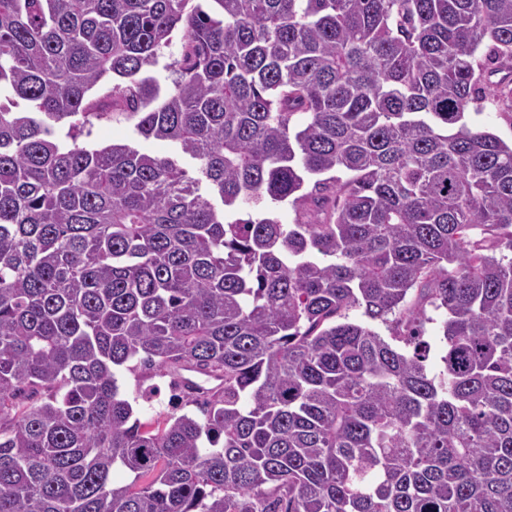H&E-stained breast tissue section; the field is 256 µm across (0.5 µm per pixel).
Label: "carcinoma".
<instances>
[{"label": "carcinoma", "mask_w": 512, "mask_h": 512, "mask_svg": "<svg viewBox=\"0 0 512 512\" xmlns=\"http://www.w3.org/2000/svg\"><path fill=\"white\" fill-rule=\"evenodd\" d=\"M211 2L0 0V512H512V0ZM479 111H472L469 115V121L485 128L504 141L510 143L512 140V112L507 110L503 105L482 102ZM474 112H480L475 114ZM136 123L135 118L115 113L90 118V124L84 128L79 141L92 147H103L112 143L128 144L150 155L176 156L183 167L195 171L198 167L196 160L181 154L174 144L153 138L145 139L138 133ZM152 384L159 386V394L151 395L148 392L149 385ZM118 385L121 396L132 403L137 416L142 421L155 418L159 412L172 411V406L168 402L173 392L167 378L156 377L144 381L136 373L122 369L118 374Z\"/></svg>", "instance_id": "cac0c4a2"}]
</instances>
